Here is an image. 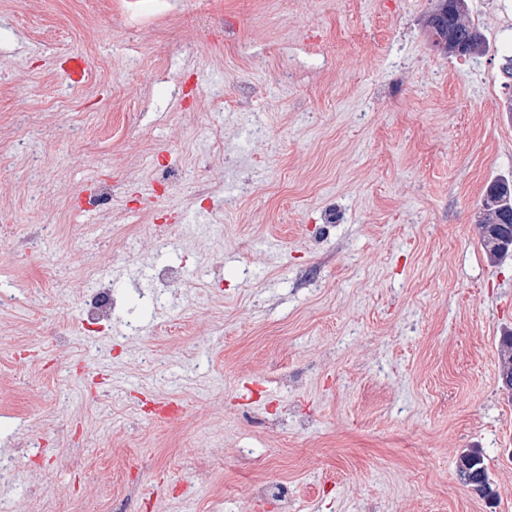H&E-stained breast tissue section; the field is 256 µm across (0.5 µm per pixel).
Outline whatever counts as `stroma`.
<instances>
[{"instance_id":"stroma-1","label":"stroma","mask_w":512,"mask_h":512,"mask_svg":"<svg viewBox=\"0 0 512 512\" xmlns=\"http://www.w3.org/2000/svg\"><path fill=\"white\" fill-rule=\"evenodd\" d=\"M434 3L0 0V512H512V256L478 232L512 0H469L470 59ZM446 0H436L434 9L428 14L425 19V27L429 31L431 37L435 39V44H438L440 40L448 41V31L452 32L453 38L456 43L466 46L471 38L474 30L481 32L482 39L476 50L470 53H462L457 55H449L456 57L474 58L475 56L482 55L486 48V36L482 33L478 25H475L471 20L468 19V3L461 0V12L460 14L453 16L448 15V6L443 7V2ZM80 310L88 320L104 322L112 315V292L102 287L82 296ZM499 382L512 397V331L504 333L500 343ZM457 471L463 482L482 499L496 496V490L487 472L481 448L463 449L457 460Z\"/></svg>"}]
</instances>
